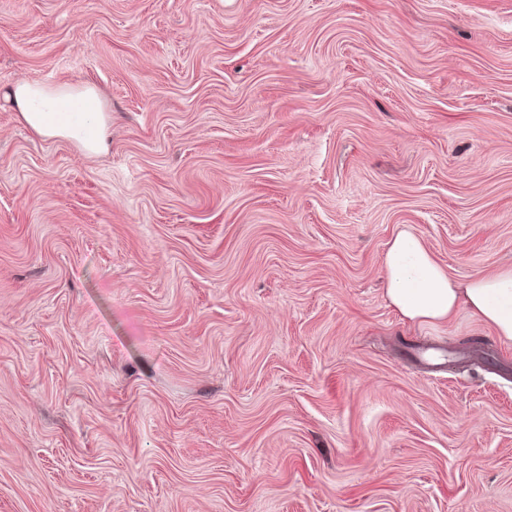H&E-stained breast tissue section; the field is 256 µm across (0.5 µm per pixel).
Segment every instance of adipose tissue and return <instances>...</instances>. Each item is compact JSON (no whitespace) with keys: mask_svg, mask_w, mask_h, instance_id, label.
<instances>
[{"mask_svg":"<svg viewBox=\"0 0 512 512\" xmlns=\"http://www.w3.org/2000/svg\"><path fill=\"white\" fill-rule=\"evenodd\" d=\"M4 97L36 135L68 139L87 153L105 149L111 118L94 86L21 80ZM383 280L389 305L405 322H446L463 308L489 325L499 339L512 343V266L492 276L455 280L422 239L404 229L387 245Z\"/></svg>","mask_w":512,"mask_h":512,"instance_id":"adipose-tissue-1","label":"adipose tissue"}]
</instances>
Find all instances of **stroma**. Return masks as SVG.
Instances as JSON below:
<instances>
[{
	"instance_id": "1",
	"label": "stroma",
	"mask_w": 512,
	"mask_h": 512,
	"mask_svg": "<svg viewBox=\"0 0 512 512\" xmlns=\"http://www.w3.org/2000/svg\"><path fill=\"white\" fill-rule=\"evenodd\" d=\"M0 512H512V343L402 322L410 227L512 264V0H0ZM4 97L36 135L68 139L87 153L105 149L111 117L94 86H50L20 80Z\"/></svg>"
}]
</instances>
